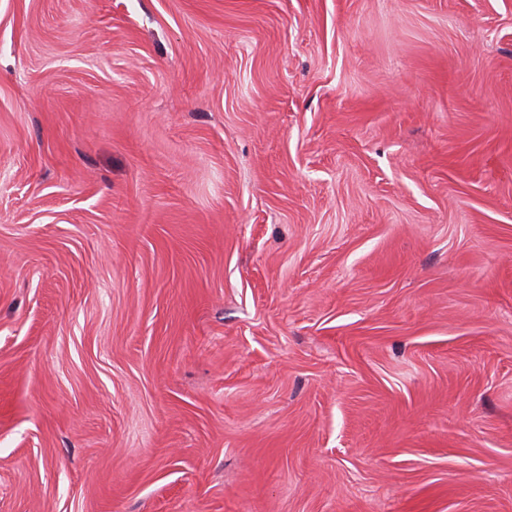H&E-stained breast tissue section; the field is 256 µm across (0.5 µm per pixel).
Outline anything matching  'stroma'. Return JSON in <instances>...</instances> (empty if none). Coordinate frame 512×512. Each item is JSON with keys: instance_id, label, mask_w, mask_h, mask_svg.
<instances>
[{"instance_id": "stroma-1", "label": "stroma", "mask_w": 512, "mask_h": 512, "mask_svg": "<svg viewBox=\"0 0 512 512\" xmlns=\"http://www.w3.org/2000/svg\"><path fill=\"white\" fill-rule=\"evenodd\" d=\"M0 512H512V0H0Z\"/></svg>"}]
</instances>
